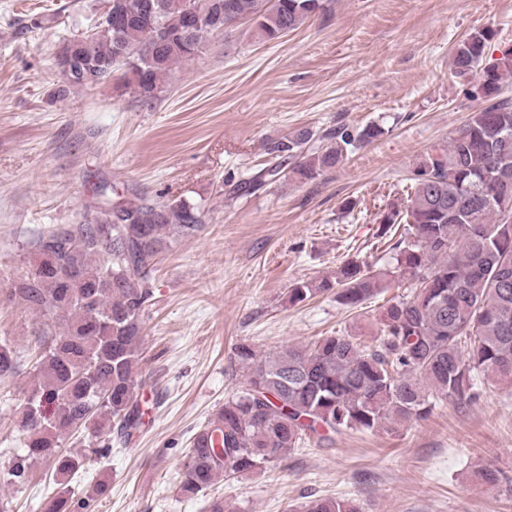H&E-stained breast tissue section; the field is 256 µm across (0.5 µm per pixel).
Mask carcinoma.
I'll list each match as a JSON object with an SVG mask.
<instances>
[{
    "mask_svg": "<svg viewBox=\"0 0 512 512\" xmlns=\"http://www.w3.org/2000/svg\"><path fill=\"white\" fill-rule=\"evenodd\" d=\"M322 0H108L86 32L92 62L85 76L75 59L64 83L88 89L125 69V84L149 102L178 66L247 19L254 36L275 42L300 28ZM493 34L478 29L452 52L465 96L481 101L466 123L424 152L410 168L411 191L403 207L381 217L384 233L403 232L391 246L395 264L378 269L348 261L334 280L301 281L289 302L301 303L332 288L349 308L395 286L411 291L392 299L379 318L375 344L352 336H323L305 347L256 355L236 347L247 372L240 393L224 402L198 431L183 463L179 491L196 496L226 477H247L305 441L333 440L350 430H393L425 418L433 399L473 401L479 387L512 383V48L488 60ZM385 130L341 128L334 143L313 149L310 132L266 142L269 162L233 193H249L286 167L314 180L343 162L348 148ZM87 224H60L33 242L34 264L13 281L6 301L47 320L35 332L36 384L19 426L28 434L25 454L0 475V490L29 482L32 464L53 462V475L76 473L78 453L59 442L83 430L95 438L91 452L112 453V432L131 440L143 425L136 367L142 315L153 296L150 272L175 236L191 237L202 210L185 199L133 195L112 201V186L96 188ZM21 371V360L0 342V380ZM61 489L43 512H75ZM302 512H359L347 499H316Z\"/></svg>",
    "mask_w": 512,
    "mask_h": 512,
    "instance_id": "cac0c4a2",
    "label": "carcinoma"
}]
</instances>
